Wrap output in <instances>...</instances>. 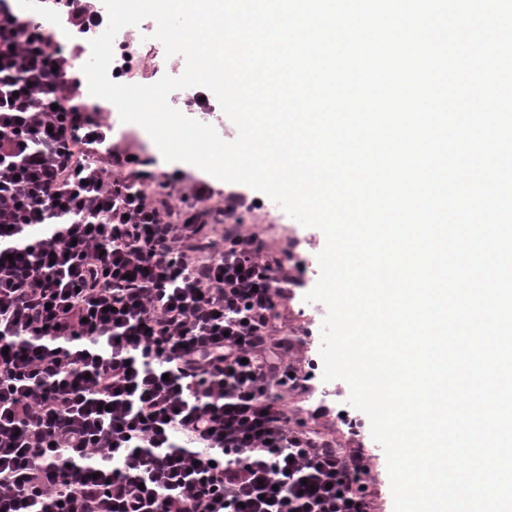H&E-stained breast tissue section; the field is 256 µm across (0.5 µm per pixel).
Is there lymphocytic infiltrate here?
I'll list each match as a JSON object with an SVG mask.
<instances>
[{
    "instance_id": "1",
    "label": "lymphocytic infiltrate",
    "mask_w": 512,
    "mask_h": 512,
    "mask_svg": "<svg viewBox=\"0 0 512 512\" xmlns=\"http://www.w3.org/2000/svg\"><path fill=\"white\" fill-rule=\"evenodd\" d=\"M107 24L83 0L0 8V512H377L364 449L283 403L306 377L282 259L201 238L206 183L150 201L111 121L74 105Z\"/></svg>"
}]
</instances>
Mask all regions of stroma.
I'll return each instance as SVG.
<instances>
[{"label":"stroma","instance_id":"1","mask_svg":"<svg viewBox=\"0 0 512 512\" xmlns=\"http://www.w3.org/2000/svg\"><path fill=\"white\" fill-rule=\"evenodd\" d=\"M139 43L142 51L139 67L148 74L149 82H157L163 76H180L185 70V61L179 56H166L163 44L154 39L155 23L143 20L139 26ZM112 136L122 149L147 159L149 172L160 176L173 177L183 173L179 181V191H189L194 181L200 180L197 166L184 162L164 163L159 159L160 151L142 128L121 120L119 113H112ZM214 191L209 200V208L223 207L224 197L230 192H240L253 199L252 209L239 215V229L256 234L264 245L265 251L280 253L292 252L293 261L287 262L285 270L292 277L303 280L304 285L295 289L293 295L280 307L279 321L284 333L293 336L297 345L291 358L299 368L307 364H321V326L327 314V308L320 302H306L307 291L312 290L320 274L317 260L323 250L326 239L323 232L314 227H305L288 216L285 211L267 195L246 185L230 183L219 179L211 180ZM317 390L314 394L303 395L302 391H289L285 394V403L293 418L305 417L309 408L318 403L329 406L328 416L316 421H309L310 429L322 435L336 439L346 448H364L371 458L369 483L379 494L378 512H393V496L387 468V461L382 447L371 435L370 421L365 413L350 407L348 398L350 388L341 379L331 382L316 379ZM347 411L350 419L356 420L358 433H351L345 422L339 418V411Z\"/></svg>","mask_w":512,"mask_h":512}]
</instances>
